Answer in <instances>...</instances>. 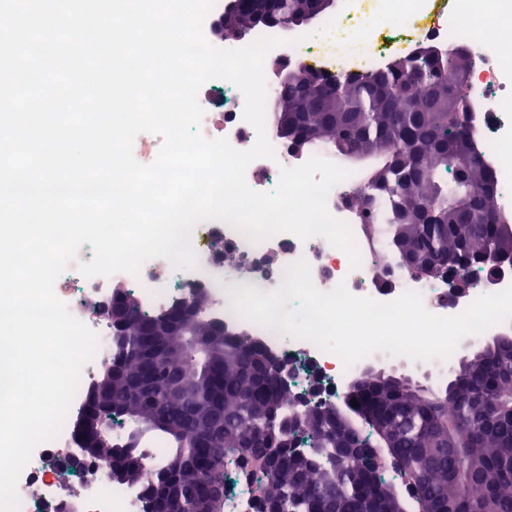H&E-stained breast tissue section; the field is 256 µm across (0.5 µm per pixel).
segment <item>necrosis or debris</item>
<instances>
[{"mask_svg":"<svg viewBox=\"0 0 512 512\" xmlns=\"http://www.w3.org/2000/svg\"><path fill=\"white\" fill-rule=\"evenodd\" d=\"M433 8L432 0H358L355 8L340 12L329 26L340 35V43H318L303 39L287 49L290 66L305 68L321 75H358L380 69L394 58L415 55L423 42L434 43L445 52L467 47L471 54L470 100L472 122L482 140L484 155L493 163L500 183V206L512 211V59L504 58L494 32L512 24V0H452L446 14L430 32H422L419 23ZM360 42V51H348V42ZM223 111H215L210 99H200L204 110L200 131L205 138H227L236 149L254 145L256 132L242 118L243 97L232 82H225ZM357 175L335 185L328 196L331 214L347 223L361 253V264L351 268L347 255L324 238L300 241L289 233L264 240H251L240 230L220 221L200 223L192 234L197 266L182 272L183 283L200 282L208 291L210 310L232 332L256 339L273 355L295 367L290 381L293 393L315 392L323 400L343 398L351 370L335 354L319 349L312 342L284 338L283 334L247 320L230 307L228 287L250 285L259 290L276 288L284 269L306 259L315 285L324 291L345 283L356 296L388 303L403 292L420 293L425 308L439 316L463 312L478 297L497 293L512 285V274L503 273L494 282L480 284L454 302H447V289L422 288L417 280L400 272L383 271L379 250L369 239L342 197L358 186ZM87 261L85 250H78L74 261L57 278L54 291L72 315L87 321L99 338L94 359L82 370L78 390L58 434L37 445L23 468L18 482L19 512H142L144 489L155 477L154 467H144L135 482L109 479L104 462L76 463L73 416L79 414L96 369L108 361L107 328L88 320L87 311L107 300L104 283L84 277L79 267ZM172 267L168 259H149L139 276L115 273L114 281L126 286L136 297L142 311L169 306L182 290L170 284Z\"/></svg>","mask_w":512,"mask_h":512,"instance_id":"4bbe7bcc","label":"necrosis or debris"}]
</instances>
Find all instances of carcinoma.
Segmentation results:
<instances>
[{
	"mask_svg": "<svg viewBox=\"0 0 512 512\" xmlns=\"http://www.w3.org/2000/svg\"><path fill=\"white\" fill-rule=\"evenodd\" d=\"M320 8L318 0H291L288 24L300 27ZM469 67L460 49L427 47L353 77L342 94L335 78L298 69L270 98L275 125L286 117L313 135L315 148L327 151L334 142L340 160L355 153L378 162L358 211L380 248L406 258L417 279L421 270L453 264L461 245L479 256L512 253V237L486 217L499 208L491 166L443 176L458 155L477 149L467 88L451 86L453 73ZM425 202L438 223L411 217ZM125 308V336L111 341V361L96 385L112 398L113 418H149L138 428L125 425L119 439L126 480L150 463L148 441L164 445L144 512H152L161 486L175 484L189 490L190 508L206 499L212 512H225L220 488L229 465L255 498L277 503L280 512H329L312 493L329 486L336 488L334 512H402L396 486L367 470L364 455L336 466L340 449L364 450L369 438L345 416L321 425L322 402L291 412L288 382L255 339L215 334L204 319L190 318L176 331L130 297ZM443 365L452 382L422 396L361 370L354 398L384 434L390 462L404 469L418 512H512V341L476 348L465 370L452 357ZM172 374L204 393L205 404L171 398Z\"/></svg>",
	"mask_w": 512,
	"mask_h": 512,
	"instance_id": "1",
	"label": "carcinoma"
}]
</instances>
